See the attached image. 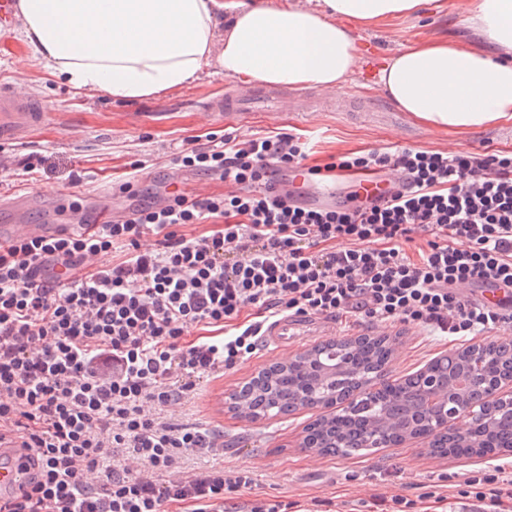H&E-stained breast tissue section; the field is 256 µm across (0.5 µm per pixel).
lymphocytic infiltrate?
Listing matches in <instances>:
<instances>
[{
    "label": "lymphocytic infiltrate",
    "mask_w": 512,
    "mask_h": 512,
    "mask_svg": "<svg viewBox=\"0 0 512 512\" xmlns=\"http://www.w3.org/2000/svg\"><path fill=\"white\" fill-rule=\"evenodd\" d=\"M281 132L185 139L184 167L225 192L172 190L164 205L92 230L0 244V446L29 450L26 489L0 512H227L251 477L210 467L170 481L178 459L223 447L224 432L164 422L196 379L234 367L282 313L412 323L482 335L512 309L469 299L512 287V152L398 145L310 166ZM392 178L388 195L305 204L284 173ZM203 233H194L196 225ZM460 495L512 502L502 465Z\"/></svg>",
    "instance_id": "obj_1"
}]
</instances>
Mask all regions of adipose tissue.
<instances>
[{
    "mask_svg": "<svg viewBox=\"0 0 512 512\" xmlns=\"http://www.w3.org/2000/svg\"><path fill=\"white\" fill-rule=\"evenodd\" d=\"M430 0H17L26 42L52 76L135 103L190 86L203 67L269 87H342L359 65L355 26H381ZM481 38L414 41L389 56L379 91L436 129L512 120V0H459Z\"/></svg>",
    "mask_w": 512,
    "mask_h": 512,
    "instance_id": "ef3b65f1",
    "label": "adipose tissue"
}]
</instances>
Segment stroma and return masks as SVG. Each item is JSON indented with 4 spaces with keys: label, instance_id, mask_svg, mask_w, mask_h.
Here are the masks:
<instances>
[{
    "label": "stroma",
    "instance_id": "35a3bbf8",
    "mask_svg": "<svg viewBox=\"0 0 512 512\" xmlns=\"http://www.w3.org/2000/svg\"><path fill=\"white\" fill-rule=\"evenodd\" d=\"M457 0H435L421 12L356 32L360 50L387 58L414 40L453 30L456 38L475 35L455 25ZM0 79L15 84L45 109L40 124L18 139L0 141V227L7 224H85L107 210L124 219L132 209L157 206L170 184L190 195L224 190L216 177L182 168L177 160L184 137L231 133L291 132L310 145L309 164L325 165L348 152L388 144L424 149H470L484 144L512 151V120L464 133L434 130L396 109L379 91L375 77L358 70L341 92L352 104L347 111L326 108L250 113L247 118L219 117L206 105L213 97L245 96L251 87L203 69L198 81L157 100L133 104L78 91L55 80L24 41L22 22L0 26ZM44 163L25 173L28 154ZM362 334L394 338L393 356L384 378L401 381L440 355L504 340L512 323L473 341L430 336L406 323L380 324L342 314L332 322L316 318L305 335L275 348L260 344L256 352L224 374L197 383L188 395L181 423L224 429V445L209 454L181 459L166 477L176 480L197 468L217 464L250 471L248 488L227 493L228 502L283 503L288 512H375L376 497L400 495L412 501L411 512H454L458 484L479 469V457L434 456L429 441L414 439L384 447L365 457H326L303 448L304 427L312 409L251 422L228 411L226 401L258 370L301 353L325 338L350 339Z\"/></svg>",
    "mask_w": 512,
    "mask_h": 512
}]
</instances>
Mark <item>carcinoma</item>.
Wrapping results in <instances>:
<instances>
[{"label":"carcinoma","instance_id":"cac0c4a2","mask_svg":"<svg viewBox=\"0 0 512 512\" xmlns=\"http://www.w3.org/2000/svg\"><path fill=\"white\" fill-rule=\"evenodd\" d=\"M504 361L512 360V342L474 345L433 361L428 368L451 384L463 380L474 391L483 381L469 376V357L473 352ZM391 354L390 342L382 337L359 336L355 339L327 341L306 350L295 363L262 368L240 390L232 394L230 409H244L248 419L257 421L286 415L301 408L331 406L361 381L382 376ZM367 405L323 414L305 428L303 447L326 455L352 457L366 452L364 443L370 431L384 426L383 443L396 446L426 438L430 418L423 394L407 378L401 383L382 382L365 396ZM494 422L476 419L470 434L434 442L433 451L441 456H487L499 448H512V405L492 407Z\"/></svg>","mask_w":512,"mask_h":512}]
</instances>
